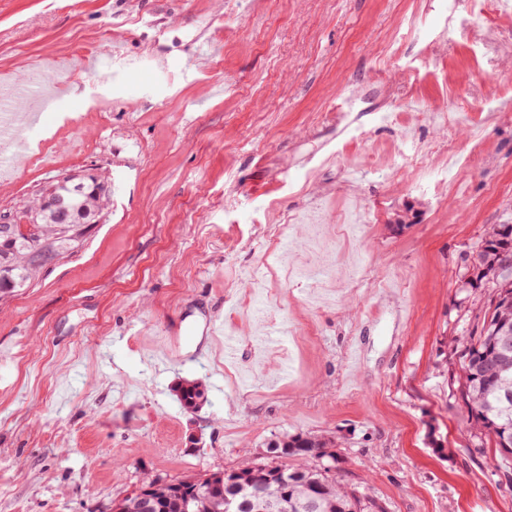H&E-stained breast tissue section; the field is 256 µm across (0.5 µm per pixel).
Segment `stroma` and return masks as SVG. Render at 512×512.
Segmentation results:
<instances>
[{"mask_svg":"<svg viewBox=\"0 0 512 512\" xmlns=\"http://www.w3.org/2000/svg\"><path fill=\"white\" fill-rule=\"evenodd\" d=\"M38 73L69 82L31 134L54 165L20 163L0 210L92 170L109 202L0 300V512H108L299 432L384 512H512L456 346L488 294L459 285L473 248L512 224V0H0V90ZM321 215L367 277L246 306L269 233L304 259ZM205 398V388L201 382L187 381L178 389V399L187 410L195 409Z\"/></svg>","mask_w":512,"mask_h":512,"instance_id":"35a3bbf8","label":"stroma"}]
</instances>
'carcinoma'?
I'll return each instance as SVG.
<instances>
[{"mask_svg":"<svg viewBox=\"0 0 512 512\" xmlns=\"http://www.w3.org/2000/svg\"><path fill=\"white\" fill-rule=\"evenodd\" d=\"M105 197L86 187L73 200L72 219L91 226L99 219ZM58 235V225L44 224L32 239L13 237L10 226L0 224V297L30 286L33 277L48 264L68 252L47 251L45 244ZM486 236L497 248L479 254L476 267L497 275L498 292L512 296V274L497 273L502 252L512 251V224H495ZM512 326V303L500 300L484 311L468 340L461 341V396L471 415L474 430L490 438L501 460L512 461V340L498 333L502 325ZM205 398L198 381H187L178 389V399L187 410L195 409ZM283 461L260 462L243 469L237 485L228 484L224 472L206 478L181 480V489L170 493H152L151 512H224V501L234 497L244 503L242 512H270L268 500L277 499L284 512H364L366 505L355 492L341 486L324 473L336 460L328 452L333 441L304 433L287 436L269 444ZM139 497L132 494L112 502L111 512H141Z\"/></svg>","mask_w":512,"mask_h":512,"instance_id":"carcinoma-1","label":"carcinoma"}]
</instances>
